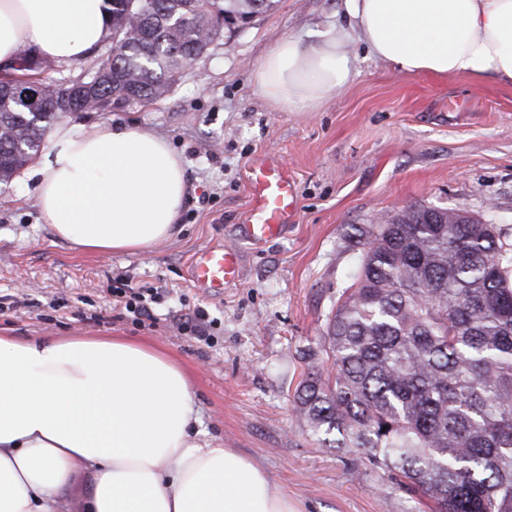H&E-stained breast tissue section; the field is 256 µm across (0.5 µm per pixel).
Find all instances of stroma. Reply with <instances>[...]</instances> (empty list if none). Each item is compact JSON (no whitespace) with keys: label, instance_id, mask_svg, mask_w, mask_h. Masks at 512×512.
Listing matches in <instances>:
<instances>
[{"label":"stroma","instance_id":"obj_1","mask_svg":"<svg viewBox=\"0 0 512 512\" xmlns=\"http://www.w3.org/2000/svg\"><path fill=\"white\" fill-rule=\"evenodd\" d=\"M343 0H279L223 33L164 96L72 124H136L168 140L188 183L174 236L132 255L74 250L43 224L33 182L0 183V330L14 336H129L152 341L191 374L209 441L252 458L298 512H431L357 449L325 448L294 409L311 367L327 368L323 329L352 282L348 236L413 206L455 209L512 234V84L409 74L353 43L356 75L318 111L274 108L253 74L288 37L347 28ZM285 167L297 189L277 237H245L248 174ZM234 247L240 275L222 293L194 285L205 249ZM149 288L151 317L111 294ZM204 310L208 341L182 326Z\"/></svg>","mask_w":512,"mask_h":512}]
</instances>
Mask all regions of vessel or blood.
<instances>
[{"label":"vessel or blood","mask_w":512,"mask_h":512,"mask_svg":"<svg viewBox=\"0 0 512 512\" xmlns=\"http://www.w3.org/2000/svg\"><path fill=\"white\" fill-rule=\"evenodd\" d=\"M251 214L245 226L247 237L257 243L278 235L288 224L296 207L294 185L287 172L266 163L250 172ZM239 255L231 248H209L194 265L198 287L213 293L222 292L226 283L239 275Z\"/></svg>","instance_id":"vessel-or-blood-1"}]
</instances>
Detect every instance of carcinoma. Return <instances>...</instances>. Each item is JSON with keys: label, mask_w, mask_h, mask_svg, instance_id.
<instances>
[{"label": "carcinoma", "mask_w": 512, "mask_h": 512, "mask_svg": "<svg viewBox=\"0 0 512 512\" xmlns=\"http://www.w3.org/2000/svg\"><path fill=\"white\" fill-rule=\"evenodd\" d=\"M277 0H112V52L76 79L64 112L25 91L52 83L0 78V182L43 148L50 125L166 94L184 61ZM41 73L51 62L22 54ZM409 206L360 244L353 283L328 318L331 372L311 369L295 410L331 448H362L436 512H512V241L456 210Z\"/></svg>", "instance_id": "cac0c4a2"}]
</instances>
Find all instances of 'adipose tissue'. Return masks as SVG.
Returning a JSON list of instances; mask_svg holds the SVG:
<instances>
[{
	"instance_id": "ef3b65f1",
	"label": "adipose tissue",
	"mask_w": 512,
	"mask_h": 512,
	"mask_svg": "<svg viewBox=\"0 0 512 512\" xmlns=\"http://www.w3.org/2000/svg\"><path fill=\"white\" fill-rule=\"evenodd\" d=\"M371 55L414 74L512 83V0H345ZM112 0H0V73L25 49L70 64L106 42ZM354 76L336 30L288 37L255 73L276 108L307 112ZM42 223L92 254L169 239L187 194L166 139L133 124L59 122L29 172ZM190 374L124 336L0 333V512H298L256 463L203 440ZM91 476L77 493L76 479Z\"/></svg>"
}]
</instances>
